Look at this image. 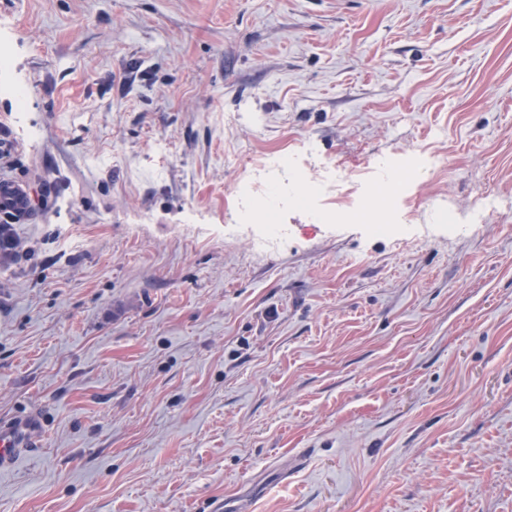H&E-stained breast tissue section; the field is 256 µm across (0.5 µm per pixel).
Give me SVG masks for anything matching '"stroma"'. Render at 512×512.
<instances>
[{"instance_id":"stroma-1","label":"stroma","mask_w":512,"mask_h":512,"mask_svg":"<svg viewBox=\"0 0 512 512\" xmlns=\"http://www.w3.org/2000/svg\"><path fill=\"white\" fill-rule=\"evenodd\" d=\"M0 512H512V0H0ZM288 153L394 225H235ZM464 215L444 224L442 209ZM416 174V170L407 169L404 172H402L400 179H398L397 181L388 182L384 186L373 185L369 189V193L371 195L378 196L383 203L390 204L397 195L399 185L411 181ZM2 196H10L12 203L0 196V264H8L14 261L21 252L25 251L24 245L14 233V225L24 223L19 214L11 212L12 205L17 211H26V192L19 181L3 179L0 182ZM41 438V418L35 412L0 421V471L12 466L24 451L39 448Z\"/></svg>"}]
</instances>
